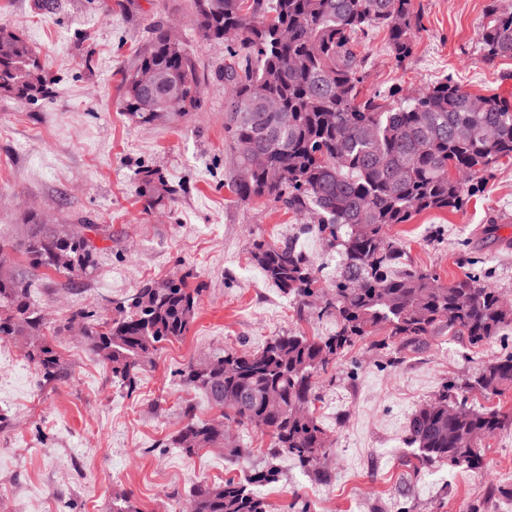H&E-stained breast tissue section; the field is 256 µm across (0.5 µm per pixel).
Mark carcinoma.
<instances>
[{
	"label": "carcinoma",
	"instance_id": "1",
	"mask_svg": "<svg viewBox=\"0 0 512 512\" xmlns=\"http://www.w3.org/2000/svg\"><path fill=\"white\" fill-rule=\"evenodd\" d=\"M199 36L222 42L224 26L240 39L220 76L234 89L225 109L231 145L241 139L269 157L254 168L233 155L229 190L242 202L274 201L309 219L308 230L336 250L341 272L326 286L319 266L297 244L258 238L251 260L285 295L317 316L336 318L329 336H277L259 350L224 348L210 369L190 362L178 371L182 383L203 392L227 423L267 433L268 454L294 458L314 468L330 452L326 431L314 415L315 379L355 344L383 335V349L419 344L448 331L479 346L512 327V301L470 272L449 284L430 269L409 264L402 244L390 235L425 211H455L467 195L481 191L486 175L512 159V97L482 96L446 77L420 98L363 93L366 60L358 47L382 29L401 65L414 49L420 16L413 0H191ZM480 33L485 58L512 60V7L490 8ZM169 31L155 27L149 48L120 70L121 107L140 125L155 123L145 106L153 99L180 114L201 104V79L184 43L172 45ZM158 73L151 88L135 72ZM53 81L31 46L0 26V97L36 104L49 98ZM138 195L148 209L174 194L156 169L140 171ZM87 224H45L36 214L20 251L29 271L0 276V339L21 337L27 358L46 382L63 372L50 342L56 330L29 300L28 278L45 269L70 280L89 277L102 248L89 240ZM199 289L183 279L150 281L102 318L87 307L67 319L79 324L84 343L132 390L162 344L186 335L196 318ZM464 388L483 395L512 389V352L481 365ZM458 385L414 412L409 443L430 462L477 468L483 439L512 424L497 411H479L458 398ZM171 445L193 454L222 448L245 452L224 427L191 421ZM276 470L265 465L250 483H197L189 492L190 512H270L249 484L270 483Z\"/></svg>",
	"mask_w": 512,
	"mask_h": 512
}]
</instances>
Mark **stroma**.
I'll return each mask as SVG.
<instances>
[{
  "mask_svg": "<svg viewBox=\"0 0 512 512\" xmlns=\"http://www.w3.org/2000/svg\"><path fill=\"white\" fill-rule=\"evenodd\" d=\"M0 0V24L45 61L53 96L34 106L0 99V249L17 270L15 246L36 213L52 224H107L96 271L75 281L38 273L31 298L60 323L74 308L112 313L115 301L149 280L187 277L199 287L197 315L181 339L165 344L127 393L67 330L53 337L62 376L41 384L25 351L0 342V497L12 512H112L115 494L139 512H182L193 484H220L264 465L268 437L232 428L249 455L223 449L185 454L169 447L188 417L216 416L202 392L177 372L225 346L258 349L300 332L326 336L333 320L299 314L295 302L253 264L255 238L299 237L335 279L337 256L301 235L306 221L280 204L237 202L224 131L231 89L218 72L225 46L202 40L188 0ZM491 0H414L421 19L412 55L396 64L383 33L361 45L365 92L401 87L414 95L450 75L471 93H512V60L484 57L479 31ZM172 30L193 52L202 79L197 111L165 126H141L122 110L118 70L147 46L153 25ZM162 171L176 190L165 207L145 210L137 172ZM411 264L445 282L480 260L484 283L512 297V163L494 169L457 212H423L393 227ZM512 350V329L481 346L439 335L419 347L382 349L366 341L317 379L315 414L327 430V463L278 461L277 482L260 487L271 512H512V428L487 440L482 464H426L407 442L410 418L451 379Z\"/></svg>",
  "mask_w": 512,
  "mask_h": 512,
  "instance_id": "obj_1",
  "label": "stroma"
}]
</instances>
